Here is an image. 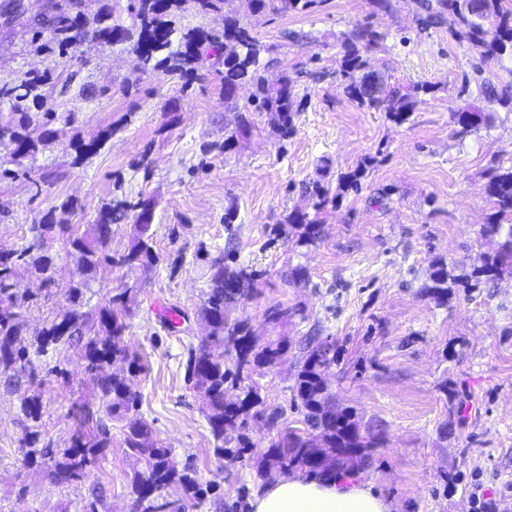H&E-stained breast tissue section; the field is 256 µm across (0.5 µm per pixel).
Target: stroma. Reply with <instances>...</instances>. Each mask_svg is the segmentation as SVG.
Here are the masks:
<instances>
[{
	"label": "stroma",
	"instance_id": "stroma-1",
	"mask_svg": "<svg viewBox=\"0 0 512 512\" xmlns=\"http://www.w3.org/2000/svg\"><path fill=\"white\" fill-rule=\"evenodd\" d=\"M420 14L416 0H392L387 13L372 11L368 0H322L309 12L264 19L258 31L268 76L295 82L294 130L281 136L267 113L252 112L229 150L234 115L207 72L185 88L143 77L119 45L87 37L62 59L35 51L26 28H0V84L52 72L48 104L68 120L62 137L23 165H11L0 148V249L34 244L35 224H72L89 235L107 203H154L150 265L118 263L135 233L128 218L113 224L110 260L92 276L58 232L43 240L54 258L51 281L17 261L22 339L33 343L69 308L78 282H87L92 308L133 289L124 341L145 364L133 380L139 413L178 466L218 486L186 512H248L264 483L258 456L304 426L293 385L318 337L336 343L327 379L337 407L385 434L357 475L393 512H469L477 482L490 512H512V274L453 287L441 304L426 292L433 262L460 278L498 246L481 233L493 213L484 185L490 169L512 167V108L489 101L484 88L512 89V57L482 59L452 36L451 19L424 25ZM361 25L383 36L367 59L385 90L428 87L404 122L361 106L336 81L340 40ZM467 110L483 120L464 130L454 116ZM106 129L102 147L76 159L71 139L86 142ZM353 172L357 187L339 186V176ZM316 182L330 187L322 206L310 191ZM298 211L318 218L317 245L297 246L289 218ZM218 257L261 274L229 308L228 322H247L258 344L289 343L275 366L251 375L269 415L249 421L254 449L233 463L215 456L185 378ZM298 266L307 272L301 282L289 277ZM276 304L296 309V317L268 323L265 311ZM168 310L181 321L166 320ZM33 361L42 383L38 422L20 408L27 378L0 375V512H81L95 499L103 512H129L131 477L142 464L125 454L119 422H109L112 446L81 481L59 484L25 465L30 427L42 444L67 447L92 399L77 348Z\"/></svg>",
	"mask_w": 512,
	"mask_h": 512
}]
</instances>
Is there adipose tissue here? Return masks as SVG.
I'll return each instance as SVG.
<instances>
[{"label": "adipose tissue", "instance_id": "1", "mask_svg": "<svg viewBox=\"0 0 512 512\" xmlns=\"http://www.w3.org/2000/svg\"><path fill=\"white\" fill-rule=\"evenodd\" d=\"M249 512H391L373 484L347 474L285 477L257 490Z\"/></svg>", "mask_w": 512, "mask_h": 512}]
</instances>
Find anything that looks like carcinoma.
Masks as SVG:
<instances>
[{"mask_svg": "<svg viewBox=\"0 0 512 512\" xmlns=\"http://www.w3.org/2000/svg\"><path fill=\"white\" fill-rule=\"evenodd\" d=\"M203 16L224 14V26L219 30L201 28L179 30L175 26L176 13L186 9L187 3ZM234 0H129L130 24L112 22V15L99 8L94 30L97 37L112 45L124 46L133 56L139 69L148 77L165 75L177 78L188 86L198 72L207 70L224 84V104L230 112H238L236 86L246 83L252 88L250 106L255 112L270 115L277 129L284 135L292 125L295 112L294 81L282 75L274 84L265 77L266 65L261 62L264 45L256 31L260 22L270 15L288 11L303 12L317 4V0H248L252 21L243 23ZM425 19H442L450 14L458 30L454 34L465 37L480 57L494 59L512 51V7L506 0H419ZM85 0H61L58 13L53 15L48 28H30L31 44L40 50L66 53L75 42L78 30L87 23ZM382 35L361 26L341 40V58L337 74L343 91L361 105L383 109L395 122L408 119L415 105V94L428 90L416 86L414 92L404 95L383 94L380 78L367 71L365 53L377 46ZM51 73L33 72L25 79L0 85V104L7 103L19 112V118L0 119V147L9 150L11 162L20 165L32 159L48 139L60 135L53 128L57 114L44 108L45 88ZM44 109L43 121L30 126L26 110ZM495 213L491 223L482 228L487 237L504 234L492 255H485L481 265L474 267L472 276L495 280L503 273H512V225L503 229L502 221L512 220V169L494 170L484 187ZM133 213L135 234L129 251L119 260L122 265L148 264L154 259L152 251V202L143 199L133 205H120ZM290 222L300 229L298 245L314 246L321 239L322 225L306 213H295ZM69 234V242L78 254L82 269L96 272L104 258V251L112 231V207L101 211L92 237L79 236L72 224L59 225ZM34 271L51 277L53 259L47 254L30 261ZM14 253L0 252V303L17 300V283L13 280ZM256 277L245 268H230L215 260L210 265L208 291L198 310V318L205 326V335L196 347L189 350L186 375L202 402L210 433L215 442L214 453L220 459H239L253 447L239 431L245 429L250 417L265 416L264 401L258 388L242 385L257 367L273 366L283 355L286 344L278 342L260 345L243 324L229 325L224 313L228 306L243 295L240 285ZM448 266L442 261L433 264L432 285L428 292L441 303L448 296ZM83 281L69 291L70 308L45 327L37 337L36 353L50 347L71 344L80 348L85 371L93 381L100 411L111 420L125 423L123 447L128 454L144 463L142 470L131 478L132 502L130 512H183L181 500L165 495L171 487L182 490L187 497L202 499L212 485L202 486L196 471L185 466L178 468L172 461L171 449L152 437L147 422L134 416L140 402L131 389L130 380L142 371L140 357L130 351L123 341L125 316L134 303L135 294L127 288L113 296L103 306L85 309ZM296 315L293 309L278 305L265 311L268 322L279 324ZM23 321L20 313L0 307V374L12 378L20 373L36 386L31 394L21 398V410L36 422L41 416L39 372L30 359L28 347L21 344ZM234 352V368L224 366V352ZM336 362V348L328 339H319L307 347L295 375L293 392L305 410L306 428L290 431L283 439L273 442L258 462V474L265 477L272 471L290 474L306 471L320 477H330L338 470H356L364 466L370 456L383 447L381 431L361 430L355 415L348 409L336 408L334 396L323 374ZM241 386L237 400L226 398V383ZM84 426L74 431L70 445L53 452L39 447L40 432L29 431L24 461L33 467L42 465L52 480L60 483L84 479L96 463L101 451L112 445V436L105 424L89 426L91 412L81 410ZM238 434L240 447H224V437Z\"/></svg>", "mask_w": 512, "mask_h": 512, "instance_id": "cac0c4a2", "label": "carcinoma"}]
</instances>
